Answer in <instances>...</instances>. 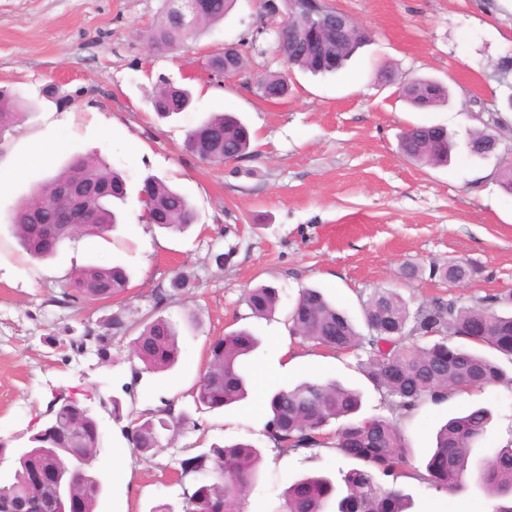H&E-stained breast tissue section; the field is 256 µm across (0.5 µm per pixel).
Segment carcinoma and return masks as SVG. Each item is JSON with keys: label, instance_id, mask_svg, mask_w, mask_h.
<instances>
[{"label": "carcinoma", "instance_id": "cac0c4a2", "mask_svg": "<svg viewBox=\"0 0 512 512\" xmlns=\"http://www.w3.org/2000/svg\"><path fill=\"white\" fill-rule=\"evenodd\" d=\"M201 23L181 28L171 12L149 31L147 40L157 51L170 52L184 46L201 28L216 24L231 10L234 0H195ZM308 25L303 19L285 20L276 39L288 49V63L313 74L338 70L367 40L366 32L349 24L342 38L329 29L322 42L300 37ZM261 97L283 101L288 97V80L280 72H269L258 81ZM402 96L419 108L433 107L448 99L447 88L427 79H416L402 88ZM189 90L176 84H162L151 96L152 108L164 114H178L189 106ZM33 110L18 93L0 90V116L5 128L15 127ZM491 130L469 137L468 153L477 158L493 154ZM251 134L246 125L226 113H214L187 132L185 148L205 163L235 162L251 157ZM400 149L409 159L424 165L448 163L452 143L439 126H410L400 137ZM79 176L88 183L106 185L109 190L88 195L84 207L86 224L78 235H97L113 231L119 224L114 203L128 196L125 176L110 168L96 155L74 159L64 169L38 184L11 215V227L22 248L32 257L49 259L55 252L43 250L39 228L28 223L32 201L43 202L48 209L46 227L54 230L59 241L73 239L63 221L64 204L57 197L58 186ZM139 189L147 191L152 207L151 224L173 232H183L195 221V211L187 198L166 182L146 177ZM433 275L441 279L463 281L477 274L464 264L435 267ZM128 278L120 266L88 264L72 277V292H63L61 304L83 300L96 302L119 296L127 290ZM488 304L464 306L455 298L435 297L410 310L407 302L390 288H376L363 301L362 311L367 333L360 332L351 318L330 302L318 288H304L289 313L294 334L315 347L336 353L367 356L362 363L364 375L382 394L392 414L399 419L411 417L430 401L441 403L454 392L482 389L503 381H512L498 358L512 363V313L502 314L494 304H512V294L488 297ZM244 301L256 317L272 315L279 302L278 291L269 286L248 290ZM106 333L82 336L80 345L92 341L101 360L109 357L108 341L121 337L129 325L120 312L104 323ZM257 339L247 330L226 333L210 345L206 368L199 374L192 392L198 411H213L240 402L247 397L243 359L256 347ZM182 353L179 334L161 316L150 317L133 339L132 355L145 372L172 368ZM362 406L359 392L334 379H306L292 388L276 391L268 400L270 418L267 437L279 448L297 450L327 444L326 428L334 420L347 419L334 432V449L341 457L373 466L384 477L398 478L408 463L406 446L396 422L384 417H357ZM50 429L31 439V446L15 458L14 466L0 477V504L9 512H58V491L68 490L84 503L85 512H94L103 485L96 474L98 455L88 458L84 476L71 470L74 437L91 441L102 448L98 421L87 410L63 403L50 404ZM490 413L483 407L448 419L437 430L425 471L413 478L438 491L459 494L470 479L490 499L499 501L493 512H512V442L496 448L488 458L471 459L473 448L483 439ZM191 423L189 414L175 411L170 403L156 414L134 418L122 427L129 448L142 457L154 455L161 447L165 431H178ZM260 452L249 444L213 445L209 451L179 461L181 472H209L212 479L198 485L184 499L183 512H240L245 492L258 476ZM56 469L57 479L42 486L28 482L34 469ZM340 479L307 476L294 481L284 491L281 512H410L413 500L394 485L375 481L366 469L339 470Z\"/></svg>", "mask_w": 512, "mask_h": 512}]
</instances>
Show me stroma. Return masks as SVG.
Returning a JSON list of instances; mask_svg holds the SVG:
<instances>
[{"instance_id": "1", "label": "stroma", "mask_w": 512, "mask_h": 512, "mask_svg": "<svg viewBox=\"0 0 512 512\" xmlns=\"http://www.w3.org/2000/svg\"><path fill=\"white\" fill-rule=\"evenodd\" d=\"M327 3L349 14L370 40L339 73L315 76L289 71L275 43L281 18L265 14L263 0H237L222 21L168 53L146 39L166 0H0V88L36 105L0 136V469L10 470L14 451L28 447L50 403L72 394L104 435L96 512H182L185 492L204 477L181 475L180 460L236 442L252 443L263 456L243 512H275L288 483L354 463L329 445L297 452L272 445L267 393L309 376L333 378L362 392V416L390 414L354 355H326L293 335L288 314L300 289H322L358 324L362 300L377 288L394 289L413 308L434 296L469 306L512 293V196L498 182L500 168L512 162V7L498 0ZM228 44L240 48L246 68L218 80L205 63ZM277 71L290 72V94L270 104L256 82ZM162 77L193 94L190 109L168 120L149 103ZM416 78L445 84L447 104L411 109L399 89ZM224 111L250 127L255 154L202 163L185 151L186 134ZM498 117L506 125L496 154L470 157L468 135ZM411 124L448 129L458 148L447 166L418 165L400 154L399 135ZM28 154L32 162L15 174ZM87 154L128 178L119 229L68 242L52 259L32 258L12 233V210L38 183ZM148 176L187 195L195 226L172 234L142 220L137 188ZM88 263L125 266L128 290L107 302L61 304L70 276ZM452 263L478 273L461 283L430 276V268ZM411 264L422 273L410 279L403 269ZM179 272L189 275L190 288L156 308V291ZM258 284L279 291L267 319L252 317L244 302ZM118 311L131 329L111 341L108 360L74 347L85 333H102L104 320ZM156 312L177 324L184 353L173 369L138 376L130 339ZM241 328L259 340L245 369L265 372L261 393L196 412L191 393L210 343ZM284 346L303 356V365L284 367ZM115 399L133 418L172 401L195 423L145 459L131 452L114 420ZM474 406L492 412L473 452L478 458L512 440V383L454 393L400 420L408 464L397 484L412 494L416 512H452L454 496L413 474L425 466L435 428Z\"/></svg>"}]
</instances>
